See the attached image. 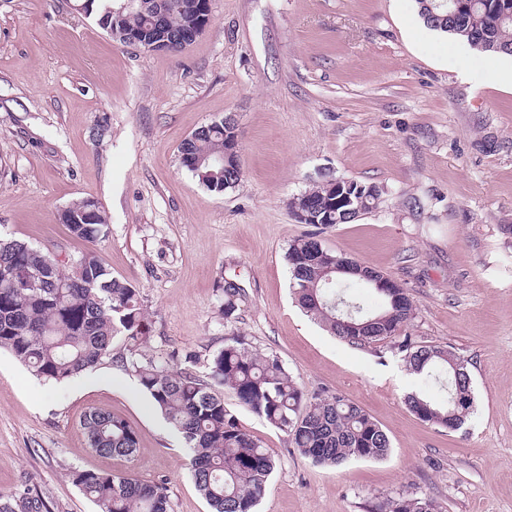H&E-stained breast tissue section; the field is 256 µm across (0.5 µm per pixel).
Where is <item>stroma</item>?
<instances>
[{
    "instance_id": "35a3bbf8",
    "label": "stroma",
    "mask_w": 512,
    "mask_h": 512,
    "mask_svg": "<svg viewBox=\"0 0 512 512\" xmlns=\"http://www.w3.org/2000/svg\"><path fill=\"white\" fill-rule=\"evenodd\" d=\"M77 0H0V236L76 256L94 250L142 297L141 355L206 377L225 336L276 353L307 392L343 395L387 433L388 456L316 466L287 435L224 402L277 466L256 512H373L383 497H431L438 512H512V88L476 53L423 32L412 0H212L180 52L112 40ZM234 115L244 169L209 191L181 143ZM380 190L377 206L323 230L324 245L405 288L403 335L451 348L474 407L455 432L404 403L427 391L393 341L353 347L296 303L289 245L311 232L290 200L330 179ZM97 199L108 233L90 244L58 215ZM239 290L224 315V286ZM112 355L68 381L38 379L0 351V496L37 492L48 512H96L70 472L165 481L172 512H211L183 440ZM135 428L133 459L88 448L82 414Z\"/></svg>"
}]
</instances>
